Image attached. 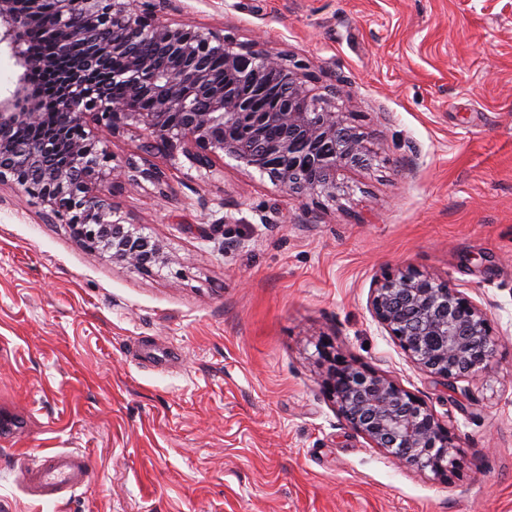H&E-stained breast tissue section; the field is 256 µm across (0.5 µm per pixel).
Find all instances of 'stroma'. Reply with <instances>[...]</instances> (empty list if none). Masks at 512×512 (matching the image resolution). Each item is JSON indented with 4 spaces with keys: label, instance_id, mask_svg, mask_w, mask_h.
<instances>
[{
    "label": "stroma",
    "instance_id": "obj_1",
    "mask_svg": "<svg viewBox=\"0 0 512 512\" xmlns=\"http://www.w3.org/2000/svg\"><path fill=\"white\" fill-rule=\"evenodd\" d=\"M165 18L288 55L336 87L373 160L333 202L234 159L213 184L116 193L169 256L144 274L0 186V512H512V0H171ZM414 269L488 312V367L448 391L374 320ZM424 400L457 437L445 478L373 447L322 393L319 344ZM95 475L54 504L50 451ZM23 481L33 495L59 499L63 491L89 488L92 471L85 455L60 451L44 456L36 467L25 468Z\"/></svg>",
    "mask_w": 512,
    "mask_h": 512
}]
</instances>
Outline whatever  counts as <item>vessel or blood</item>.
I'll use <instances>...</instances> for the list:
<instances>
[{
  "label": "vessel or blood",
  "mask_w": 512,
  "mask_h": 512,
  "mask_svg": "<svg viewBox=\"0 0 512 512\" xmlns=\"http://www.w3.org/2000/svg\"><path fill=\"white\" fill-rule=\"evenodd\" d=\"M23 481L33 495L55 499L61 492L90 487L92 471L85 455L60 451L44 456L37 466L25 468Z\"/></svg>",
  "instance_id": "vessel-or-blood-1"
}]
</instances>
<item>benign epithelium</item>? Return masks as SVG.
Returning a JSON list of instances; mask_svg holds the SVG:
<instances>
[{"mask_svg": "<svg viewBox=\"0 0 512 512\" xmlns=\"http://www.w3.org/2000/svg\"><path fill=\"white\" fill-rule=\"evenodd\" d=\"M58 53L23 50L27 31L44 20L43 0H0V45L20 69L0 95V185L10 184L66 224L88 250L142 272L166 262L163 245L133 230L114 194L141 181L159 193L166 173L147 161L109 166L99 139L142 131L150 149L182 155L198 177L224 179L228 156L267 174L297 200L334 201L339 172L367 161L364 136L328 96L313 93L315 77L288 59L234 43L204 27L173 24L137 8V0H51ZM80 44L63 73V94L45 98L33 75L54 71ZM221 64V75L213 71ZM104 75L121 88L107 97L86 79ZM53 112L54 130L16 137ZM374 319L423 372L448 390L485 368L496 348L486 311L447 280L417 270L382 276L370 300ZM323 392L355 433L398 462L446 476L458 465L456 436L425 401L364 366L336 360L330 347Z\"/></svg>", "mask_w": 512, "mask_h": 512, "instance_id": "1", "label": "benign epithelium"}]
</instances>
